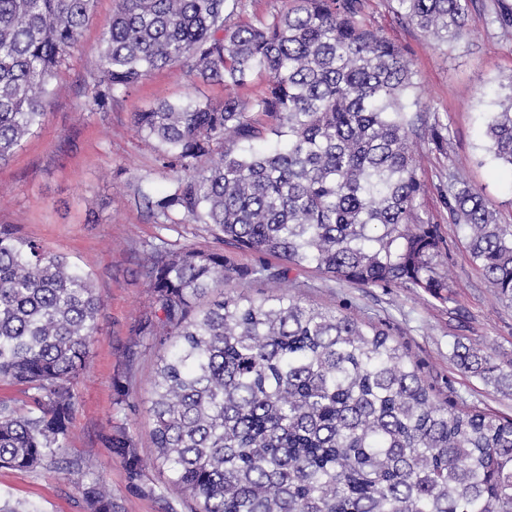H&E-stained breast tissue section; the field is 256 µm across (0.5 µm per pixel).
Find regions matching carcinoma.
<instances>
[{"instance_id":"carcinoma-1","label":"carcinoma","mask_w":512,"mask_h":512,"mask_svg":"<svg viewBox=\"0 0 512 512\" xmlns=\"http://www.w3.org/2000/svg\"><path fill=\"white\" fill-rule=\"evenodd\" d=\"M473 0H395L426 36L457 41ZM94 0H0V164L41 124L52 81ZM366 0H292L227 26L242 0H119L105 27L86 109L106 110L151 71L242 87V102L162 101L134 115L157 143L172 187L139 195L164 224H203L215 247H153L140 276L153 302L135 335L167 346L148 412L156 458L198 512H512V420L435 399L405 346L378 326L284 293L235 291L247 271L224 253L311 267L361 286L421 288L452 300L439 236L419 211L425 185L411 150L423 104L405 52L364 23ZM512 20L494 0L487 21ZM485 136L512 169V80L495 91ZM448 220L472 262L512 303V225L458 173ZM101 302L88 273L0 224V384L34 390L33 408L0 402V467L56 458L75 412ZM457 364L512 396V360L457 342ZM108 446L136 476L128 435ZM90 512H112L103 484Z\"/></svg>"}]
</instances>
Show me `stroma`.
<instances>
[{
  "mask_svg": "<svg viewBox=\"0 0 512 512\" xmlns=\"http://www.w3.org/2000/svg\"><path fill=\"white\" fill-rule=\"evenodd\" d=\"M490 5L491 0H474L476 22L467 37L442 44L399 22L393 0H367L365 10L368 23L412 60L426 123L437 117L448 128L443 150L435 149L426 123L413 144L417 173L429 187L421 209L436 223L438 268L448 276L453 303H440L420 288L339 282L311 268L291 270L276 286L249 275L240 289L251 295L279 290L374 323L407 348L439 399L512 418V397L460 369L453 357L455 343L462 341L483 344L496 361L512 360V304L494 296L470 259L464 230L449 223L443 204L453 169L485 195L501 223L512 224V169L493 159L484 136L495 109L491 92L512 78V26L485 22ZM118 6L119 0H96L53 81L40 128L0 165V224L16 225L20 235L89 272L101 300L87 367L72 388L77 412L60 450L69 471L0 468V490L40 512H89L84 490L98 480L110 493L112 512H191L192 501L171 486L168 472L155 461L147 407L163 349L134 333L152 303L138 270L151 246L206 248L212 239L199 224L155 223L139 204V192L160 194L171 182L154 142L138 134L134 115L165 100L219 102L232 93L247 99L264 88L257 77L232 92L193 81L177 66L151 72L108 111H85L102 33ZM121 390L128 403L120 407L115 399ZM116 426L135 443L138 478L130 477L125 460L107 445ZM87 461L94 464L92 474L76 477V468Z\"/></svg>",
  "mask_w": 512,
  "mask_h": 512,
  "instance_id": "1",
  "label": "stroma"
}]
</instances>
